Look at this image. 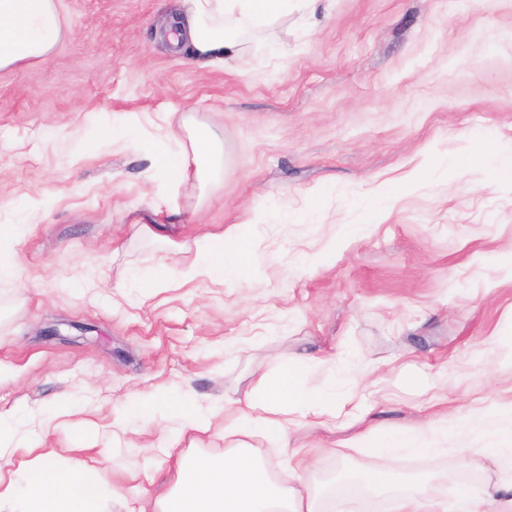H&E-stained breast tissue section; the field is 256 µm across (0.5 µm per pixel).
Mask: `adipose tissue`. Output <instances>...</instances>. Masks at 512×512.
Masks as SVG:
<instances>
[{"label": "adipose tissue", "mask_w": 512, "mask_h": 512, "mask_svg": "<svg viewBox=\"0 0 512 512\" xmlns=\"http://www.w3.org/2000/svg\"><path fill=\"white\" fill-rule=\"evenodd\" d=\"M334 0H173V11L160 39L177 53H188L202 68L227 69L256 52L263 38L288 18L312 19L329 12ZM57 0H0V70L19 69L46 60L67 35ZM156 171V189L168 193L182 182L207 186L220 164V139L207 127L187 129L178 150L162 141L147 143ZM27 222L0 225V281L16 280L20 270L12 241L28 232L40 204L26 205ZM250 259L238 227L202 233L191 257L169 270L167 285L197 280L240 278ZM301 360L281 364L261 376L258 395L236 401L224 424V457L185 458L178 443L190 432H208L210 416L223 399L200 402L187 394L171 405L165 393L145 394L150 405L162 409L168 426L158 446L170 465V486L156 498H141L138 512H316L315 497L296 487L294 480H273L267 467L247 444L255 435L284 448L295 424V409L322 425L335 423L340 413L333 396L314 402L306 396L299 369ZM14 467L0 472V512H99L100 491L94 468L77 464L68 451L40 450L21 432L17 422L0 416V459ZM362 483L371 491L394 490L395 512H436L410 485H392L382 474H366ZM496 512H512V480H504L476 494L462 491L454 512H484L486 501Z\"/></svg>", "instance_id": "1"}]
</instances>
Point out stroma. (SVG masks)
I'll return each instance as SVG.
<instances>
[{
  "label": "stroma",
  "mask_w": 512,
  "mask_h": 512,
  "mask_svg": "<svg viewBox=\"0 0 512 512\" xmlns=\"http://www.w3.org/2000/svg\"><path fill=\"white\" fill-rule=\"evenodd\" d=\"M168 8L58 0L70 35L0 71V225L20 205L45 210L15 246L19 281L0 284V413L63 402L45 447L111 449L102 512H135L167 488L153 434L134 432L155 414L139 393L232 401L307 357L306 393L335 390L343 416L301 420L285 449L249 444L277 479L287 449L313 459L302 480L325 489L322 512H391L389 496L342 491L346 471L444 501L495 482L512 469L495 456L511 429L489 423L464 459L457 433L443 451L428 424L512 399V184L464 165L475 140L512 147V0H335L313 29L289 20L288 56L271 40L225 72L156 39ZM130 112L144 116L134 145L112 144ZM181 119L223 139V165L169 198L141 145ZM238 222L252 254L239 280L118 301L128 268L165 277L198 235ZM120 402L126 434L112 427ZM363 432L417 448L352 447Z\"/></svg>",
  "instance_id": "obj_1"
}]
</instances>
